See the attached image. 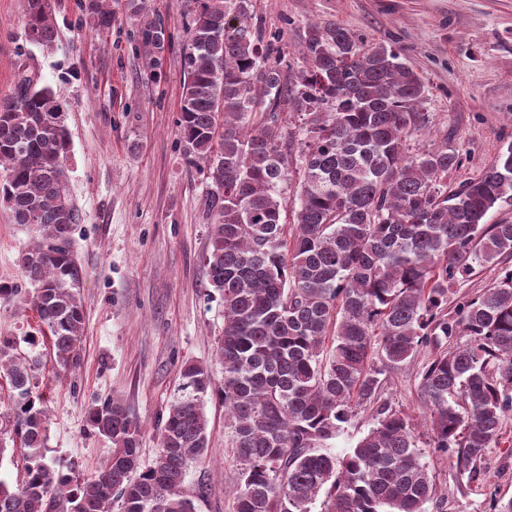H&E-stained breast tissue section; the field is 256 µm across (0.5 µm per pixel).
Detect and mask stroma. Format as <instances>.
Listing matches in <instances>:
<instances>
[{
  "label": "stroma",
  "instance_id": "obj_1",
  "mask_svg": "<svg viewBox=\"0 0 512 512\" xmlns=\"http://www.w3.org/2000/svg\"><path fill=\"white\" fill-rule=\"evenodd\" d=\"M175 46L162 77L152 80L136 41L125 0H109L115 21L106 34L91 31L77 0H58V38L51 47L24 34V0H0V98L22 68L37 70L60 92L70 133L66 163L70 195L81 221L72 250L84 279L85 331L80 367L59 377L50 339L26 300L20 253L30 232L12 223L0 203V336L21 340V352L41 360L36 383L49 408L47 457L55 466L91 475L110 456L109 442L84 421L86 409L119 399L142 426L141 459L151 464L161 423L185 361L222 368L215 357L224 331V306L208 283L210 249L206 183L180 144V50L184 0H149ZM252 20L279 37L292 64L305 61L310 24L347 28L363 46L393 47L428 89L429 134L418 148L447 136L462 154L448 174L457 188L478 177L512 142V0H252ZM38 339L29 347L25 337ZM422 359L391 371L382 395L413 418L425 407L418 395ZM210 455L193 464L185 491L196 512H235L236 466L224 405L209 398ZM448 512H490V496L512 497V453L489 449L487 486L462 489L447 460L430 458Z\"/></svg>",
  "mask_w": 512,
  "mask_h": 512
}]
</instances>
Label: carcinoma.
<instances>
[{"mask_svg": "<svg viewBox=\"0 0 512 512\" xmlns=\"http://www.w3.org/2000/svg\"><path fill=\"white\" fill-rule=\"evenodd\" d=\"M181 48L178 119L184 152L206 179L209 285L224 304L216 357L224 377L190 361L140 464L142 428L119 402L88 411L110 443L91 478L45 460L48 416L40 360L0 336V374L14 390L10 433L27 449L24 475L0 481V512H196L183 491L208 455V397L224 401L237 468L236 512H446L426 458L452 461L466 488L486 482L484 459L512 413V223H488L512 202V142L480 177L448 190L459 149L443 138L411 150L430 123L421 78L392 48H364L334 23L309 26L306 64L249 23L251 0H190ZM94 30L112 28L104 0L82 5ZM138 18L148 69L173 35ZM28 41L50 47L52 0H25ZM293 114L289 124L286 113ZM60 97L22 70L0 99V201L34 244L21 252L31 309L50 335L57 369L81 363V268L71 251ZM477 266L496 268L483 291L448 309ZM330 351H325L327 337ZM432 349L418 388L425 446L412 418L382 398L387 373ZM375 426L344 455L330 441L358 409Z\"/></svg>", "mask_w": 512, "mask_h": 512, "instance_id": "1", "label": "carcinoma"}]
</instances>
